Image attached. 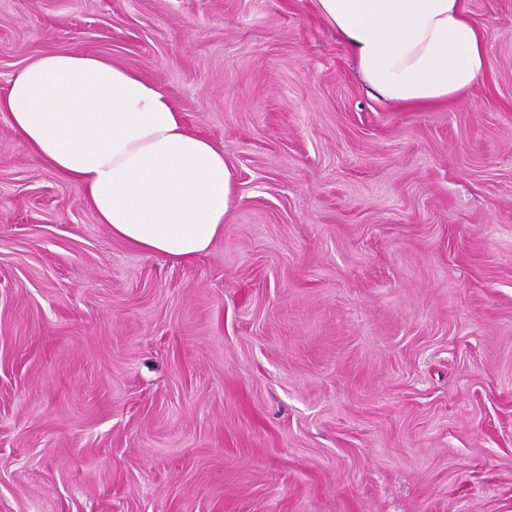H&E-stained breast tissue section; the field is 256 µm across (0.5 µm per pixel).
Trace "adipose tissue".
Listing matches in <instances>:
<instances>
[{"label": "adipose tissue", "mask_w": 512, "mask_h": 512, "mask_svg": "<svg viewBox=\"0 0 512 512\" xmlns=\"http://www.w3.org/2000/svg\"><path fill=\"white\" fill-rule=\"evenodd\" d=\"M370 94L406 108L469 93L487 35L461 0H316ZM0 112L37 160L82 187L99 223L175 262L207 254L236 187L223 149L151 81L102 58L47 53L20 70Z\"/></svg>", "instance_id": "ef3b65f1"}]
</instances>
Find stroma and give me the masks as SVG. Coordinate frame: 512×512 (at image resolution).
I'll return each instance as SVG.
<instances>
[{"instance_id": "stroma-1", "label": "stroma", "mask_w": 512, "mask_h": 512, "mask_svg": "<svg viewBox=\"0 0 512 512\" xmlns=\"http://www.w3.org/2000/svg\"><path fill=\"white\" fill-rule=\"evenodd\" d=\"M472 92L371 97L316 0H0V95L109 59L224 151L186 263L0 114V512H512V0Z\"/></svg>"}]
</instances>
